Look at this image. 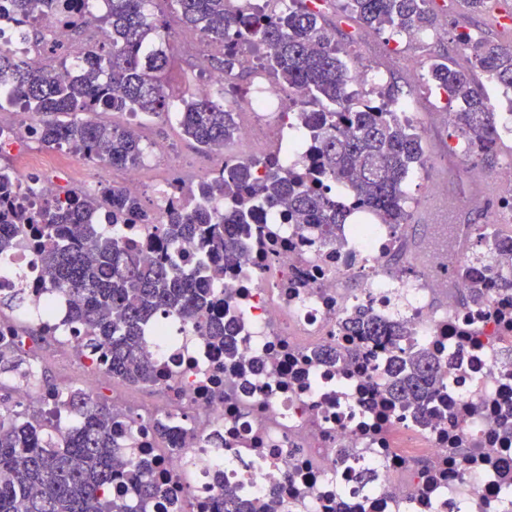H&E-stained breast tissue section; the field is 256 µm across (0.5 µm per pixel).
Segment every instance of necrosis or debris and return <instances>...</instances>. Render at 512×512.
<instances>
[{
  "label": "necrosis or debris",
  "instance_id": "necrosis-or-debris-1",
  "mask_svg": "<svg viewBox=\"0 0 512 512\" xmlns=\"http://www.w3.org/2000/svg\"><path fill=\"white\" fill-rule=\"evenodd\" d=\"M95 15L88 8L68 20L32 0L29 16L43 37L20 44L14 4L0 0V49L40 70L61 54L80 63L86 45L101 38ZM296 101L268 85L250 95L239 124L240 162L261 165L268 140L290 129ZM37 123L21 115L20 133L8 144L15 184L36 174L42 199L57 197L63 181L89 195L118 183L134 195L151 192L161 224L172 204L187 202L194 185L214 175L192 161L180 174L159 176V165L174 156L168 145L135 168L77 155L51 165L29 148ZM341 232L346 245L338 251L319 246L280 211L245 226V253L221 282L235 349H217L181 320L165 318L162 334L149 341L168 370L160 386L165 410L137 414L130 428L137 456L158 460L157 480L176 491L173 512H219L223 487L238 491L243 504L278 499L289 512H512V498L500 494L512 485V440L500 439L502 425H512V329L499 317L512 315V289L500 285L501 273L512 270V233L501 237L498 262L487 264L469 258V226L440 228L425 251V273L408 279L411 255L400 232L364 217ZM121 238L146 260L201 275L188 246L160 243L145 225H122ZM460 265L466 276H449ZM40 278L38 257L26 247L0 259L1 294L21 288L41 307L47 292ZM473 287L484 295L479 315L461 300ZM354 305L399 308L408 343L442 360L446 383L430 414L381 404L389 343L336 336L337 319ZM334 341L349 351L347 364L317 359ZM161 420L170 425L163 441L155 433ZM246 429L252 439L244 444Z\"/></svg>",
  "mask_w": 512,
  "mask_h": 512
}]
</instances>
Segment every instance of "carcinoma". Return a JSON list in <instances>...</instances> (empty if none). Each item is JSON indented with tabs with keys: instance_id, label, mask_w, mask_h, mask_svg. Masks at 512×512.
<instances>
[{
	"instance_id": "1",
	"label": "carcinoma",
	"mask_w": 512,
	"mask_h": 512,
	"mask_svg": "<svg viewBox=\"0 0 512 512\" xmlns=\"http://www.w3.org/2000/svg\"><path fill=\"white\" fill-rule=\"evenodd\" d=\"M147 0H109L98 17L104 40L69 79L29 68L17 55L0 50V85L9 94L0 97V110L22 108L39 117L35 140L44 148H66L88 159L121 167H136L143 147L135 131L82 119L78 113L122 112L152 117L177 108L182 135L203 150L230 148L237 140L234 113L224 107V91L210 98H169L160 75L171 63L164 51L144 54V44L156 33ZM182 22L199 30L225 51L208 61L212 69L233 75L240 37L266 48L261 66L288 89L302 91L300 119L318 143L314 171L281 167L274 160L264 176H254L247 165L229 163L222 176L203 181L192 191L190 209L174 208L168 223L154 224L168 244L200 240L222 247L223 260L206 266L203 279L187 280L164 262H145L118 236L119 224H148L150 216L139 198L122 188L99 196L68 192L66 201L45 200L32 214L19 201L10 169L0 167V198L12 203L0 214V254L11 251L19 239L37 249L49 288L58 290L75 306L68 320L90 329L77 338L88 358L108 367L112 376L133 384L154 386L164 371L152 358L148 332L156 317L172 315L185 324L205 328L206 335L228 347L231 326L208 311L224 302L217 285L224 266L243 254V244L232 240L233 229L257 224L269 211L282 210L295 224L318 232L322 246H340L336 227L351 217L355 203L373 213L382 224L407 223L403 187L424 166L420 131L401 119L403 99L387 92L380 101L351 89L352 72L342 49L321 22L319 11L301 0L277 12H267L252 0H173ZM432 0H347L360 23L398 36L413 37L434 27ZM487 76L512 92V45L492 44L470 33L457 35ZM429 80L459 109L453 125L465 140L468 161H484L502 140L503 125L495 108L475 86L467 70L440 61L432 65ZM224 199V210L213 206ZM104 209L112 215L105 227L86 221ZM480 250L476 261L494 260L501 250L489 224L475 228ZM27 305L21 291L0 294L3 309ZM338 331L377 340L390 337L397 349L387 365L381 398L409 406L439 391L441 361L423 348H404L408 335L403 322L355 307L338 320ZM30 382L38 376L29 357L0 338V376ZM46 409L32 417L27 411L0 410V512H165L172 501L153 482V463L134 460L120 451L115 412L77 388L65 392L48 384ZM119 476L134 498L112 494Z\"/></svg>"
}]
</instances>
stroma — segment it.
Masks as SVG:
<instances>
[{
    "label": "stroma",
    "instance_id": "stroma-1",
    "mask_svg": "<svg viewBox=\"0 0 512 512\" xmlns=\"http://www.w3.org/2000/svg\"><path fill=\"white\" fill-rule=\"evenodd\" d=\"M436 15L433 31L416 41L394 42L388 32L367 27L344 9V0H324L322 21L344 49L349 66L376 70L382 86L398 89L414 103L412 122L420 130L425 147V164L406 181V209L410 214L404 228L406 242L414 250H422L434 234L435 223L444 218L437 199L429 188L434 184L448 187L449 198L458 200L453 221L457 224L492 223L497 206V176L501 163L512 155V137L505 138L494 157L479 166L470 167L463 160L462 142L454 127L448 124V114L457 110V103L441 98L428 81V70L438 59L450 66L472 71L473 79L490 101H498L499 87L489 83L475 71L472 56L456 40L458 32L466 31L483 40L512 45V30L500 26L498 15L512 8V0H490L486 11L472 13L465 0H433ZM410 55L415 63L406 69L402 55ZM20 326L32 330L30 345L34 351L46 353V377L58 387L81 386L86 379L77 371L58 342L35 336L37 320L28 314L17 316Z\"/></svg>",
    "mask_w": 512,
    "mask_h": 512
}]
</instances>
